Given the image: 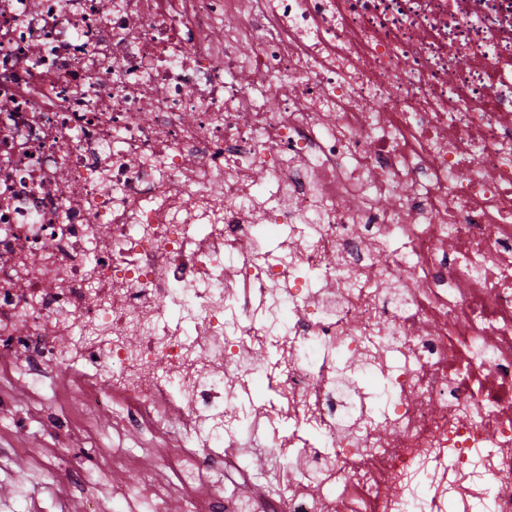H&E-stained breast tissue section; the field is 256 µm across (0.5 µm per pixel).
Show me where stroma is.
<instances>
[{"label":"stroma","instance_id":"stroma-1","mask_svg":"<svg viewBox=\"0 0 512 512\" xmlns=\"http://www.w3.org/2000/svg\"><path fill=\"white\" fill-rule=\"evenodd\" d=\"M83 411L79 392L36 394L28 371L17 374L11 404L0 407V512H150L138 488L183 437L181 421L165 416L154 437L115 410L97 412L78 433L61 428L60 416Z\"/></svg>","mask_w":512,"mask_h":512}]
</instances>
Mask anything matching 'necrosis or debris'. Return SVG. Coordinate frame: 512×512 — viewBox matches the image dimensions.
Wrapping results in <instances>:
<instances>
[{"label": "necrosis or debris", "instance_id": "necrosis-or-debris-1", "mask_svg": "<svg viewBox=\"0 0 512 512\" xmlns=\"http://www.w3.org/2000/svg\"><path fill=\"white\" fill-rule=\"evenodd\" d=\"M22 359L208 424L212 467L252 451L225 414L279 418L265 512H398L431 462L512 512V0H0V383Z\"/></svg>", "mask_w": 512, "mask_h": 512}]
</instances>
